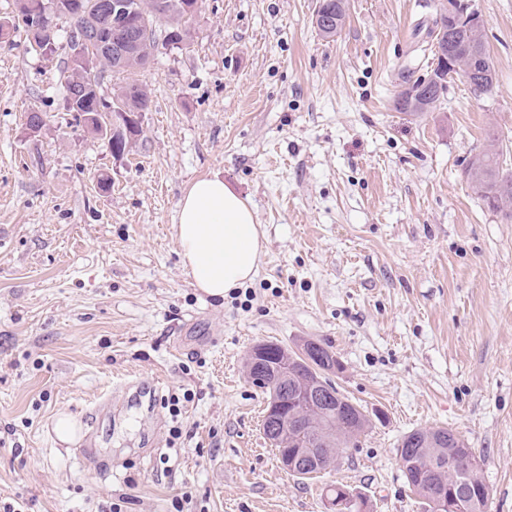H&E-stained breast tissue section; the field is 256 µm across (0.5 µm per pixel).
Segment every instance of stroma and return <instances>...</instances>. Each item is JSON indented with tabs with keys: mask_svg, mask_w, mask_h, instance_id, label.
<instances>
[{
	"mask_svg": "<svg viewBox=\"0 0 512 512\" xmlns=\"http://www.w3.org/2000/svg\"><path fill=\"white\" fill-rule=\"evenodd\" d=\"M440 3L348 0L326 38L317 0H203L191 42L137 71L153 103L120 159L64 107L67 23L51 56L14 33L0 49V501L327 512L340 482L371 512H424L396 448L446 427L484 461L487 512H512V220L465 175L491 132L512 172V0H473L490 93L457 77L432 111H400L431 69L418 26ZM213 175L266 235L254 279L221 301L192 285L174 237L185 190ZM307 340L334 353L330 378L370 426L302 479L263 435L244 361ZM62 414L96 466L57 439Z\"/></svg>",
	"mask_w": 512,
	"mask_h": 512,
	"instance_id": "stroma-1",
	"label": "stroma"
}]
</instances>
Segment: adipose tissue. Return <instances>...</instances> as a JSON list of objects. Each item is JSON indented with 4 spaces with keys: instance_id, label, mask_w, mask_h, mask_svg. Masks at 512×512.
Here are the masks:
<instances>
[{
    "instance_id": "adipose-tissue-1",
    "label": "adipose tissue",
    "mask_w": 512,
    "mask_h": 512,
    "mask_svg": "<svg viewBox=\"0 0 512 512\" xmlns=\"http://www.w3.org/2000/svg\"><path fill=\"white\" fill-rule=\"evenodd\" d=\"M175 235L195 288L217 300L254 277L265 247L247 200L217 176L187 188L178 205Z\"/></svg>"
}]
</instances>
